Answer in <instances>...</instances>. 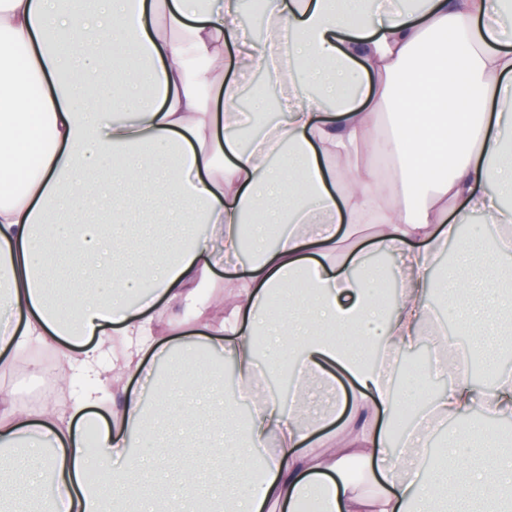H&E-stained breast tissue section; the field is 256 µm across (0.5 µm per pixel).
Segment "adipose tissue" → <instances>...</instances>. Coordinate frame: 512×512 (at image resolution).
Returning a JSON list of instances; mask_svg holds the SVG:
<instances>
[{"label": "adipose tissue", "instance_id": "ef3b65f1", "mask_svg": "<svg viewBox=\"0 0 512 512\" xmlns=\"http://www.w3.org/2000/svg\"><path fill=\"white\" fill-rule=\"evenodd\" d=\"M265 34L249 38L240 0H0V38L15 55L0 64V372L34 346L54 350L56 384L83 380L68 402L39 408L0 387V468L18 447H49L50 512H113L140 502L128 447L145 412L191 408L140 393L98 428L88 460L85 427L111 385L160 362L182 370L188 344L229 359L250 396L224 399V425L242 434L249 475L233 512H298L311 496L322 512H512V455L485 431L428 462L440 421L512 415V374L496 371L500 316L512 292L476 271L471 213L512 223V47L498 19L512 0H409L369 19L373 0H261ZM130 47L138 59L112 87L91 48ZM263 72L280 122L250 143L237 105L243 80ZM391 131L384 153L395 179L382 187L359 164L379 113ZM287 158L274 166L275 158ZM154 179L179 200L195 232L157 248L172 220L159 204L137 260L112 262L115 227L132 223L130 185ZM60 207L87 215L52 224ZM253 225L248 238L238 227ZM454 244L443 277L433 263ZM73 255L86 294L53 302L49 254ZM230 275L222 284L217 273ZM457 296L452 311L474 336L446 385L414 419L398 424L395 358L413 346L434 288ZM494 368L490 388L470 364ZM289 368L294 390L256 388L259 374ZM355 381L350 403L334 401L307 420L310 388ZM126 449L124 467L114 449ZM156 464L181 478L166 512H223L203 497L172 443L152 442ZM111 475V494L89 491L90 469Z\"/></svg>", "mask_w": 512, "mask_h": 512}]
</instances>
